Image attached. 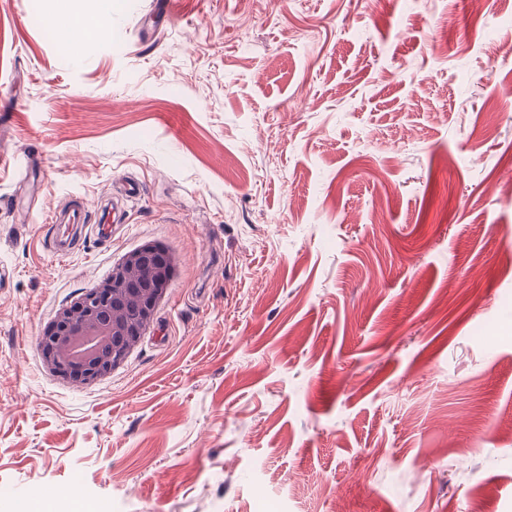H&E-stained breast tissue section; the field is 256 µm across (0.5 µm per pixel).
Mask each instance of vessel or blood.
<instances>
[{
	"mask_svg": "<svg viewBox=\"0 0 512 512\" xmlns=\"http://www.w3.org/2000/svg\"><path fill=\"white\" fill-rule=\"evenodd\" d=\"M114 208L104 209L97 221H89V208L83 198H76L67 206L54 210L50 216V247L56 257L65 258L78 249L84 236L93 233L111 239Z\"/></svg>",
	"mask_w": 512,
	"mask_h": 512,
	"instance_id": "vessel-or-blood-1",
	"label": "vessel or blood"
}]
</instances>
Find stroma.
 I'll return each instance as SVG.
<instances>
[{"instance_id": "35a3bbf8", "label": "stroma", "mask_w": 512, "mask_h": 512, "mask_svg": "<svg viewBox=\"0 0 512 512\" xmlns=\"http://www.w3.org/2000/svg\"><path fill=\"white\" fill-rule=\"evenodd\" d=\"M153 2L66 49L100 0H0V512H512V0ZM130 177L53 255L50 213ZM148 241L139 344L50 372L46 325ZM101 12L97 14L85 15L77 18L62 20L59 17L55 20L54 26L65 43L73 44L76 35L83 38H92L105 30V14L112 8V1L105 0Z\"/></svg>"}]
</instances>
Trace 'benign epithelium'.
Returning a JSON list of instances; mask_svg holds the SVG:
<instances>
[{"label": "benign epithelium", "instance_id": "7a95c632", "mask_svg": "<svg viewBox=\"0 0 512 512\" xmlns=\"http://www.w3.org/2000/svg\"><path fill=\"white\" fill-rule=\"evenodd\" d=\"M174 266L158 242L128 252L104 281L62 307L47 326L40 344L45 366L74 383L112 373L153 322Z\"/></svg>", "mask_w": 512, "mask_h": 512}]
</instances>
